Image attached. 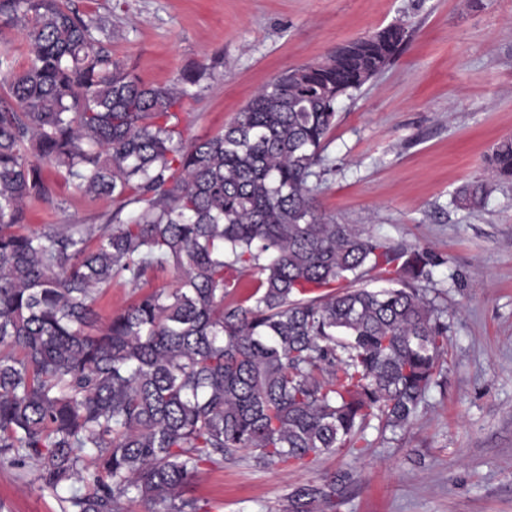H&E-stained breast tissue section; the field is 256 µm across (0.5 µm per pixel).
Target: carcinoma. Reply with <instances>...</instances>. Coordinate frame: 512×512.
Here are the masks:
<instances>
[{
	"mask_svg": "<svg viewBox=\"0 0 512 512\" xmlns=\"http://www.w3.org/2000/svg\"><path fill=\"white\" fill-rule=\"evenodd\" d=\"M0 463L30 465L63 512H202V464L241 452L265 467L341 448L377 418L408 428L441 383L447 307L430 250L321 213L316 189L338 107L403 50L390 24L261 86L214 135L178 110L202 73L146 85L112 54V20L64 0H0ZM489 175L512 180V139ZM119 202L101 224L25 232L47 171ZM489 182L454 203L484 206ZM170 269V288L142 291ZM252 291L235 297L244 276ZM121 282L133 299L102 319ZM338 471L295 487L284 512H335Z\"/></svg>",
	"mask_w": 512,
	"mask_h": 512,
	"instance_id": "cac0c4a2",
	"label": "carcinoma"
}]
</instances>
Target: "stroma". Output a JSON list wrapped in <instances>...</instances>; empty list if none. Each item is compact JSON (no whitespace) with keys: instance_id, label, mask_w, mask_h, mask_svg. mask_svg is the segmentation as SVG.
Wrapping results in <instances>:
<instances>
[{"instance_id":"35a3bbf8","label":"stroma","mask_w":512,"mask_h":512,"mask_svg":"<svg viewBox=\"0 0 512 512\" xmlns=\"http://www.w3.org/2000/svg\"><path fill=\"white\" fill-rule=\"evenodd\" d=\"M112 19L115 57L149 85L206 68L181 119L186 136L220 131L283 70L326 59L378 28H412L402 54L344 99L325 142L316 201L337 222L388 243L429 248L448 307L445 383L405 430L371 421L364 444L269 469L249 454L204 465L187 497L205 512H281L294 487L343 469L337 512H512V182L481 210L453 205L512 137V0H72ZM52 203L28 226L97 223L106 198L52 177ZM0 512H62L31 468L0 463Z\"/></svg>"}]
</instances>
